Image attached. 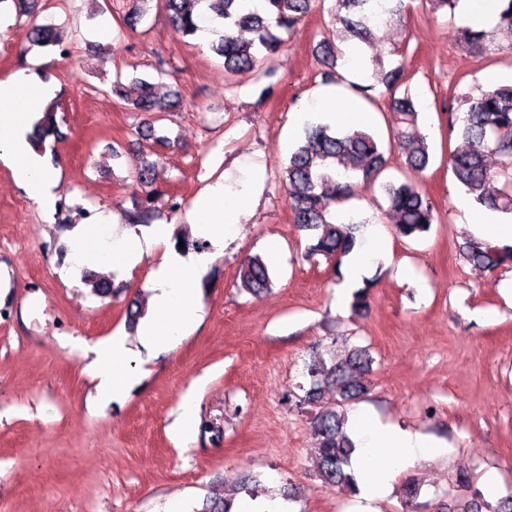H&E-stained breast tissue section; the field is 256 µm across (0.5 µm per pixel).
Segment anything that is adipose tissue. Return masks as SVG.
Returning a JSON list of instances; mask_svg holds the SVG:
<instances>
[{"label":"adipose tissue","mask_w":512,"mask_h":512,"mask_svg":"<svg viewBox=\"0 0 512 512\" xmlns=\"http://www.w3.org/2000/svg\"><path fill=\"white\" fill-rule=\"evenodd\" d=\"M54 82L45 80L35 67L16 71L0 80V159L10 164L15 183L43 207H51L52 189L58 183L55 170L46 167L29 146L26 134L32 118L41 113L55 95ZM252 187L244 185L235 196H227L223 181H215L198 195L186 215L198 234L209 244V251L187 257L163 253L146 287L151 291L152 315L142 330L145 347L168 351L199 321L197 295L200 277L215 255L220 254L236 224L244 220L251 206ZM167 238L164 226L140 235L127 228L112 236L108 217H100L96 234H82L74 242V259L86 264L105 262L117 270L141 261L145 250L157 248ZM94 375L101 395L109 400L123 398L135 380L127 368L129 352L121 338L98 346ZM361 436L362 474L359 496L372 503L382 499L392 479L415 461L434 453V445L422 435L376 424L359 413L354 417ZM389 448L393 455L385 466L368 467L366 458L373 449Z\"/></svg>","instance_id":"obj_1"}]
</instances>
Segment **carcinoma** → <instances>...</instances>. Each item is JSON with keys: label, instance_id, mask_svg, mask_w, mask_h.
<instances>
[{"label": "carcinoma", "instance_id": "1", "mask_svg": "<svg viewBox=\"0 0 512 512\" xmlns=\"http://www.w3.org/2000/svg\"><path fill=\"white\" fill-rule=\"evenodd\" d=\"M326 0H266L267 13L248 10L244 0H164V9L177 34L187 40L195 38L198 26L194 11L208 15L226 27L239 30L240 36H222L210 43L213 54L224 58L225 79L243 74L264 78L269 71L262 69V60L279 52L288 36L309 14L312 3ZM332 27L323 32L328 69L322 72L325 83L336 81V59L344 56L340 44L357 41L360 50L376 48L381 40L375 33L378 15L387 22H399L405 14L404 0H332ZM432 15L455 16L459 0H424ZM461 41L477 47L479 54L490 59L508 49L494 43H484L483 34L470 27L460 31ZM33 45L50 47L66 57L69 49L62 43L56 28L40 25L33 28ZM400 56L395 67L385 66L384 55ZM407 52L396 47L387 53L371 57L370 80L355 84L357 94L372 105L381 97L389 99L388 111L400 116L405 127L392 132L388 143L373 134L354 130L334 129L328 124L313 123L305 127L304 136L283 167V181L288 193L293 224L305 232L309 243L307 254L321 256L341 270L343 259L357 246V225L345 222L332 210L349 200L357 188L374 183L387 168L389 155L397 153L405 167L423 171L430 162L427 136L418 126V111L411 94L410 75L405 68ZM112 95L137 112L153 115V121L164 120L163 113L176 109L180 100L160 106L155 84L134 78L125 84L112 83ZM460 103L466 106L463 124L455 127L454 106L448 104V126L458 131L462 144L448 154V170L476 205L490 211L512 214V84H504L465 94ZM59 103L52 101L33 125L29 141L41 153L45 141L59 137L57 119ZM499 158V167L492 170L488 157ZM387 212L394 215L395 233L400 238L418 239L428 233L437 221V207L425 192L411 182H388L383 185ZM161 193L149 189L135 208L128 212L131 224H148L156 212L155 202ZM463 257L473 267L493 270L512 260V245H494L484 239H474L465 246ZM241 287L259 293L270 286V275L264 262L254 258L240 269ZM372 282L352 295L351 309L357 315L369 307ZM373 363L363 349L345 350L326 360L319 352L310 355L306 364L310 386L299 397L298 405L318 408L311 418V428L317 439V474L327 488L340 487L356 494L357 476L352 468L355 442L348 433L345 406L368 392L367 376ZM334 393L331 406L323 404L327 392ZM460 512H512V496L491 506L484 500H471L461 505Z\"/></svg>", "mask_w": 512, "mask_h": 512}]
</instances>
